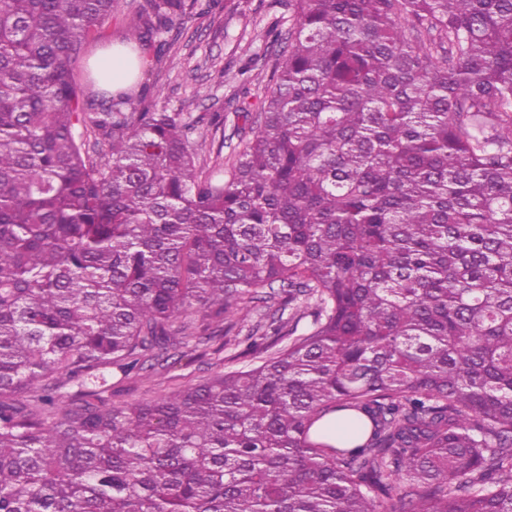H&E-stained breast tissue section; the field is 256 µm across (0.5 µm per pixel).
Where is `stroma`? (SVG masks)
Wrapping results in <instances>:
<instances>
[{
	"instance_id": "35a3bbf8",
	"label": "stroma",
	"mask_w": 512,
	"mask_h": 512,
	"mask_svg": "<svg viewBox=\"0 0 512 512\" xmlns=\"http://www.w3.org/2000/svg\"><path fill=\"white\" fill-rule=\"evenodd\" d=\"M222 5L216 15L194 11L175 25L169 35L171 47L166 61L159 64L154 58H146L138 79L149 98L169 111L194 118L223 114V127L209 132L199 152V161L209 167L219 156L225 163H232L241 140L252 135L253 125L243 118V101L236 98L230 77L249 58L267 54L265 30L282 13L275 0H223ZM134 12L133 0H119L112 14L97 25L95 40L75 64L78 80L94 77L93 61L99 53L115 44L127 45ZM283 307L279 296L256 302L254 314L233 325L227 335L204 340L192 349L170 350L164 360L138 376L113 378V401L154 398L245 365L243 353L253 328L269 323Z\"/></svg>"
}]
</instances>
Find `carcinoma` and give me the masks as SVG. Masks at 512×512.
<instances>
[{"instance_id":"cac0c4a2","label":"carcinoma","mask_w":512,"mask_h":512,"mask_svg":"<svg viewBox=\"0 0 512 512\" xmlns=\"http://www.w3.org/2000/svg\"><path fill=\"white\" fill-rule=\"evenodd\" d=\"M116 4L0 0V512H512V0H288L216 176L203 119L77 82ZM275 287L288 346L103 399Z\"/></svg>"}]
</instances>
